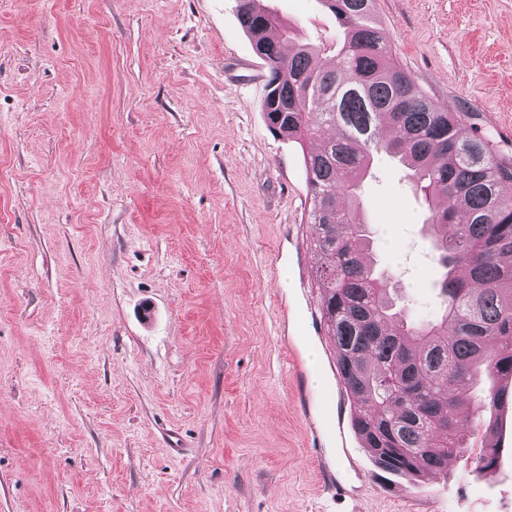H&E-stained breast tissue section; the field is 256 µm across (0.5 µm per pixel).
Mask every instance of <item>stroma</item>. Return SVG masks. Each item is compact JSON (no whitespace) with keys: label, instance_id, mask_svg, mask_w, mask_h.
I'll return each mask as SVG.
<instances>
[{"label":"stroma","instance_id":"obj_1","mask_svg":"<svg viewBox=\"0 0 512 512\" xmlns=\"http://www.w3.org/2000/svg\"><path fill=\"white\" fill-rule=\"evenodd\" d=\"M333 55L321 0H263ZM236 0H0V512H336L289 373L318 301L298 144ZM400 64L512 163V0H376ZM371 256L442 313L428 205L397 160L362 185ZM447 475L374 477L355 512H512V407Z\"/></svg>","mask_w":512,"mask_h":512}]
</instances>
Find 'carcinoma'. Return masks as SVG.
Masks as SVG:
<instances>
[{
	"mask_svg": "<svg viewBox=\"0 0 512 512\" xmlns=\"http://www.w3.org/2000/svg\"><path fill=\"white\" fill-rule=\"evenodd\" d=\"M342 30L330 59L295 41L261 0H237L240 24L268 67L267 126L303 154L320 310L340 350L351 423L382 473L448 471L483 430L475 472L489 478L500 448L496 410L512 403V166L492 155L464 114L440 110L398 62L375 0H322ZM398 157L428 203V233L444 269L440 319L415 321L392 276L377 272L359 218L358 188L374 157ZM493 380L481 419L454 389Z\"/></svg>",
	"mask_w": 512,
	"mask_h": 512,
	"instance_id": "1",
	"label": "carcinoma"
}]
</instances>
